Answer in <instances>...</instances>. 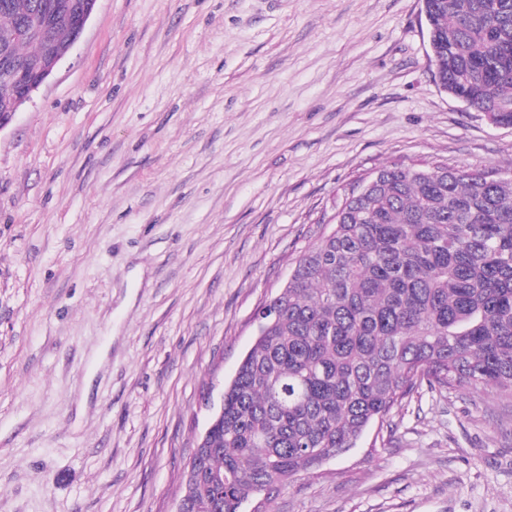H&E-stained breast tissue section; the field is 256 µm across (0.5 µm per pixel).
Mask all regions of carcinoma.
Here are the masks:
<instances>
[{"mask_svg":"<svg viewBox=\"0 0 512 512\" xmlns=\"http://www.w3.org/2000/svg\"><path fill=\"white\" fill-rule=\"evenodd\" d=\"M88 0H0V58L63 53ZM435 79L512 126V0H425ZM17 89L0 70V113ZM224 387L185 473V512H240L355 446L424 382L512 402V177L382 169L347 197Z\"/></svg>","mask_w":512,"mask_h":512,"instance_id":"carcinoma-1","label":"carcinoma"}]
</instances>
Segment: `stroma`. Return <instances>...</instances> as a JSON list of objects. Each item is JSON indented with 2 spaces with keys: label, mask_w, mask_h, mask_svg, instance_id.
Instances as JSON below:
<instances>
[{
  "label": "stroma",
  "mask_w": 512,
  "mask_h": 512,
  "mask_svg": "<svg viewBox=\"0 0 512 512\" xmlns=\"http://www.w3.org/2000/svg\"><path fill=\"white\" fill-rule=\"evenodd\" d=\"M422 0H98L0 130V512H174L255 312L392 163L512 168ZM512 512V404L420 387L244 512Z\"/></svg>",
  "instance_id": "obj_1"
}]
</instances>
